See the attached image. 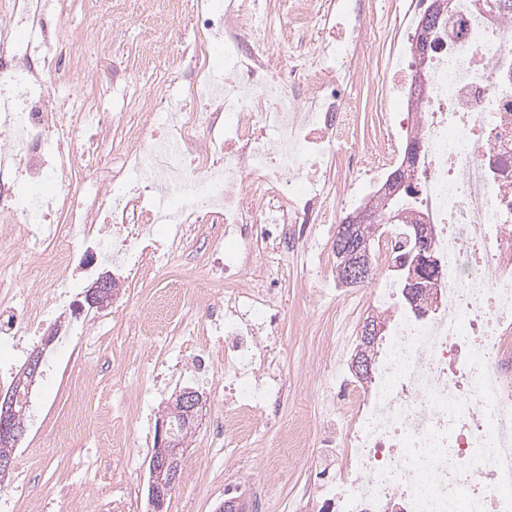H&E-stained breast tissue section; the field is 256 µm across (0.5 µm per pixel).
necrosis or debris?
<instances>
[{
  "label": "necrosis or debris",
  "instance_id": "4bbe7bcc",
  "mask_svg": "<svg viewBox=\"0 0 512 512\" xmlns=\"http://www.w3.org/2000/svg\"><path fill=\"white\" fill-rule=\"evenodd\" d=\"M430 5L400 0L388 44L374 0H198L194 28L174 34L179 78L153 70L144 44L111 86L87 57L124 42L125 12L73 26L68 0H0V222L34 258L22 288L0 258V347L65 313V335L106 327L110 315H70L77 274L107 265L135 287L146 270H170L197 225L216 224L210 286L191 298L200 322L177 336L153 309L140 322L159 351L156 379L183 377L191 357L223 385L217 454L257 440L276 410L280 285L299 252L310 299L356 297L393 321L364 381L349 367L357 337L323 336L320 451L308 454L297 422L261 461L273 482L304 460L327 476L288 512H512V0H450L421 56ZM376 77L378 135L361 146L357 86ZM112 129L107 166L91 170ZM414 139L408 205L430 225L439 265L420 313L400 304L395 254L407 230L383 213L371 218L370 287L328 275L330 225L381 197Z\"/></svg>",
  "mask_w": 512,
  "mask_h": 512
}]
</instances>
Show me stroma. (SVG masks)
Returning <instances> with one entry per match:
<instances>
[{"mask_svg":"<svg viewBox=\"0 0 512 512\" xmlns=\"http://www.w3.org/2000/svg\"><path fill=\"white\" fill-rule=\"evenodd\" d=\"M131 19L128 38L112 55L94 58L103 70L125 66L136 48L145 42L157 49L156 65L175 70L176 62L168 42L169 20L161 13L143 9L139 0H127ZM213 225H201L194 238L177 254L170 274L146 278L137 287L121 289V307L113 315L110 330L100 335L94 355H87L79 338L48 367L33 389L29 431L18 452L8 485L0 490V502L9 501L8 512H58L53 503L56 491L72 490L85 497L87 512H113L114 501H127V512H147L146 462L152 446L148 437L154 428L144 427L133 411L134 404H150L161 412L171 394L180 389L176 379L156 387L149 356L152 346L141 336L135 321L147 307L150 294L178 278L183 288L199 287L204 272L202 241ZM351 306L341 303L315 304L300 283L288 286L279 334L288 345L284 371L288 398L279 422L263 429L262 448L274 443L282 426L300 419L318 421L319 407L308 397L319 363L316 345L324 331L344 334ZM91 384L87 398V419L82 437L60 446L56 435L68 421L71 391L81 381ZM209 399L199 416V427L185 453L181 482L173 494L168 512H215L224 499V479L234 467L231 460L212 458L205 443L211 418L221 399L212 385H205Z\"/></svg>","mask_w":512,"mask_h":512,"instance_id":"obj_1","label":"stroma"}]
</instances>
